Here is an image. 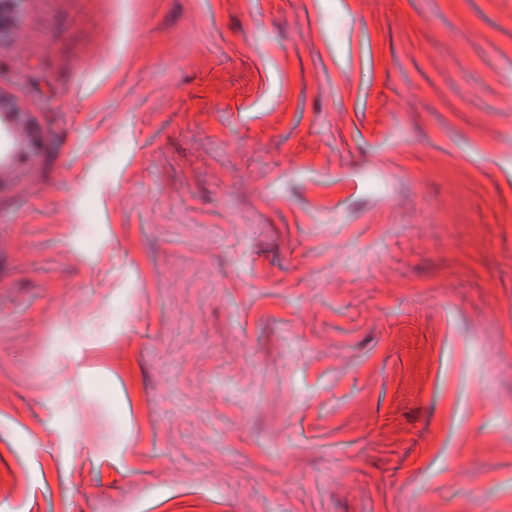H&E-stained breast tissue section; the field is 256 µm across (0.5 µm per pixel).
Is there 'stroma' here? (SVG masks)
<instances>
[{"mask_svg": "<svg viewBox=\"0 0 512 512\" xmlns=\"http://www.w3.org/2000/svg\"><path fill=\"white\" fill-rule=\"evenodd\" d=\"M0 98V512H512V0H25Z\"/></svg>", "mask_w": 512, "mask_h": 512, "instance_id": "stroma-1", "label": "stroma"}]
</instances>
